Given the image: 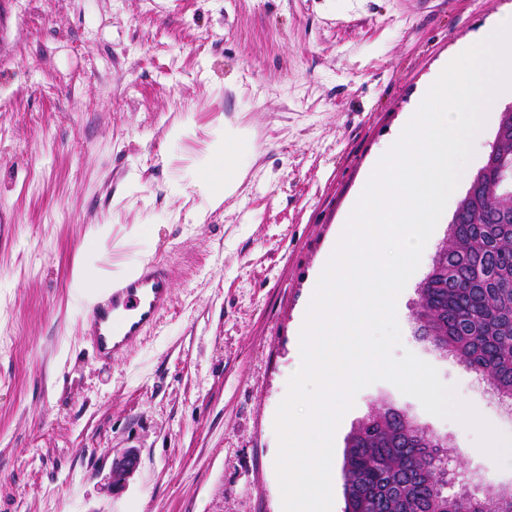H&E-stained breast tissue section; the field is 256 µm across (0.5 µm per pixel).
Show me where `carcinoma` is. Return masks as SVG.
<instances>
[{"label": "carcinoma", "instance_id": "carcinoma-1", "mask_svg": "<svg viewBox=\"0 0 512 512\" xmlns=\"http://www.w3.org/2000/svg\"><path fill=\"white\" fill-rule=\"evenodd\" d=\"M512 124L496 130L484 165L420 283L416 333L456 357L512 403ZM448 440L393 403L361 419L341 461L344 512H512V490L479 489Z\"/></svg>", "mask_w": 512, "mask_h": 512}]
</instances>
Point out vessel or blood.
<instances>
[{
    "label": "vessel or blood",
    "mask_w": 512,
    "mask_h": 512,
    "mask_svg": "<svg viewBox=\"0 0 512 512\" xmlns=\"http://www.w3.org/2000/svg\"><path fill=\"white\" fill-rule=\"evenodd\" d=\"M173 297V280L166 265L152 262L113 285L111 291L89 307L81 330L97 361L105 367L126 353L166 312Z\"/></svg>",
    "instance_id": "b4317fda"
}]
</instances>
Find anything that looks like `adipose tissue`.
<instances>
[{
    "label": "adipose tissue",
    "mask_w": 512,
    "mask_h": 512,
    "mask_svg": "<svg viewBox=\"0 0 512 512\" xmlns=\"http://www.w3.org/2000/svg\"><path fill=\"white\" fill-rule=\"evenodd\" d=\"M251 147V135L244 126H224L217 128L212 144L213 156L222 158L219 167L206 166L197 178L200 189L205 194L210 208H218L224 199L232 196L238 189L242 160ZM111 227L107 224L90 225L86 232L87 243L79 260L75 263L72 278L83 285L81 299L84 305H92L102 289L112 283L122 281L134 273V266H123L106 274L96 268L98 249L109 234Z\"/></svg>",
    "instance_id": "ef3b65f1"
}]
</instances>
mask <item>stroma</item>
Instances as JSON below:
<instances>
[{"label": "stroma", "instance_id": "obj_1", "mask_svg": "<svg viewBox=\"0 0 512 512\" xmlns=\"http://www.w3.org/2000/svg\"><path fill=\"white\" fill-rule=\"evenodd\" d=\"M512 0H0V512H282L277 408L311 286L372 162L441 64ZM254 136L237 194L194 184L216 128ZM183 127L172 135V127ZM93 224L102 266L160 261L158 325L109 368L83 338L72 269ZM440 221L396 303L401 345L512 435V408L416 336ZM404 408L483 486L512 465L380 380L334 437ZM138 449L123 489L112 459Z\"/></svg>", "mask_w": 512, "mask_h": 512}]
</instances>
